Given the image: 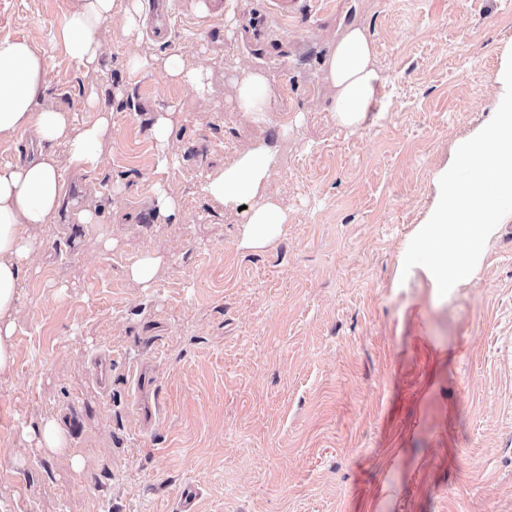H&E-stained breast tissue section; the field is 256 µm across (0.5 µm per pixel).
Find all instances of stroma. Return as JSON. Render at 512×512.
<instances>
[{
	"label": "stroma",
	"instance_id": "obj_1",
	"mask_svg": "<svg viewBox=\"0 0 512 512\" xmlns=\"http://www.w3.org/2000/svg\"><path fill=\"white\" fill-rule=\"evenodd\" d=\"M78 5L0 0V38L46 57L47 106L91 119L93 89L112 108L105 162L66 172L71 205L24 285L0 377V512H180L188 484L195 512H512V222L446 296L402 270L438 172L488 115L512 0H298L286 19L270 0H180L167 38L114 37L89 70L63 46ZM344 21L391 78L354 133L324 70ZM143 52L204 66L206 98L131 73ZM246 65L274 89L269 113L238 107ZM169 106L160 173L147 115ZM259 142L283 158L266 191L290 221L247 250L240 214L201 187ZM158 180L178 221L151 203ZM83 208L99 222L78 223ZM151 250L167 261L134 287L126 267ZM45 418L66 453L24 440Z\"/></svg>",
	"mask_w": 512,
	"mask_h": 512
}]
</instances>
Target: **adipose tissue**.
I'll list each match as a JSON object with an SVG mask.
<instances>
[{
  "instance_id": "adipose-tissue-1",
  "label": "adipose tissue",
  "mask_w": 512,
  "mask_h": 512,
  "mask_svg": "<svg viewBox=\"0 0 512 512\" xmlns=\"http://www.w3.org/2000/svg\"><path fill=\"white\" fill-rule=\"evenodd\" d=\"M123 38L139 36V0H79L64 23V48L74 63L90 67L101 57L111 30ZM135 71L157 70L172 82L205 92L207 72L188 67L181 55L130 60ZM46 59L27 39H0V139L35 134L36 158L0 164V375L11 371L16 358L12 338L25 275L45 249L41 231L63 206L64 168L86 172L103 162V146L112 129V111L96 96L92 120L43 106L48 85ZM327 78L335 89L332 106L336 123L355 131L373 119V107L388 83L375 46L357 23L345 24L326 60ZM240 109L264 112L273 96L265 75L247 66L238 76ZM275 147L260 142L211 170L202 190L226 209H242L240 245L256 250L273 243L288 222V210L266 192L271 174L280 167Z\"/></svg>"
}]
</instances>
